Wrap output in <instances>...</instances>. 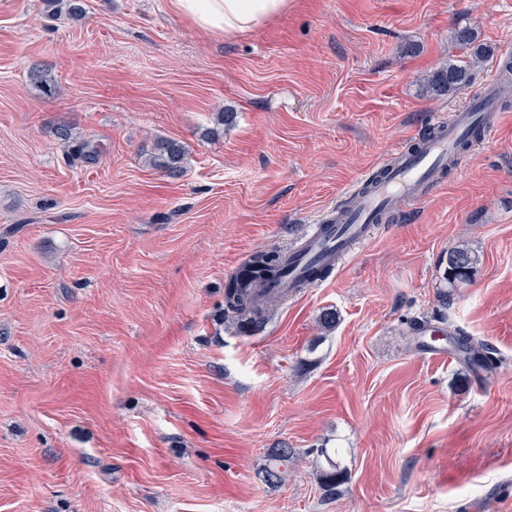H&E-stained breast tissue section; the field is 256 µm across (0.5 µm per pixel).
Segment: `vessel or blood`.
Instances as JSON below:
<instances>
[{
	"mask_svg": "<svg viewBox=\"0 0 512 512\" xmlns=\"http://www.w3.org/2000/svg\"><path fill=\"white\" fill-rule=\"evenodd\" d=\"M501 94L500 73L495 70L486 79L479 111L466 107L436 116L431 136L402 152L396 163L379 161V174L365 179V191L349 193L345 206L327 211L294 244L281 250L282 266L272 288L315 286L310 275L313 264L343 263L354 245L370 242L373 229L385 223L387 216L430 199L435 192L434 173L461 162L459 145L472 129H480L486 139L496 130Z\"/></svg>",
	"mask_w": 512,
	"mask_h": 512,
	"instance_id": "b4317fda",
	"label": "vessel or blood"
}]
</instances>
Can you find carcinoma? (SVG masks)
Here are the masks:
<instances>
[{"label":"carcinoma","instance_id":"cac0c4a2","mask_svg":"<svg viewBox=\"0 0 512 512\" xmlns=\"http://www.w3.org/2000/svg\"><path fill=\"white\" fill-rule=\"evenodd\" d=\"M478 35L470 27L458 28L454 32V40L459 48L466 52L464 59H450L437 71L427 78L426 90L435 95L454 94L468 87L472 81L473 63L482 60L485 50L477 43ZM185 147L172 140L161 142L157 152L150 156V163L163 168L171 175L180 173L185 164ZM479 257L465 246H455L448 249L445 280L450 287L467 281ZM280 256L275 252L259 251L251 255L248 262L250 277L239 275L231 277L225 287L224 316L248 322L252 326L262 325L267 318L270 308L278 305L263 296L248 289V283H261L274 277L279 271ZM459 350L464 354V361L471 369L488 370L494 366L495 359L489 355L486 344L477 342L469 334L460 331L456 336ZM296 452L293 448H272L266 455L261 468L264 483L277 487L283 483L275 471L284 468V475H289ZM317 466L321 486L328 495L336 493L337 488L344 483L347 472L341 467L336 455L328 449L318 450Z\"/></svg>","mask_w":512,"mask_h":512}]
</instances>
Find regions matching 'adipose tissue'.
Masks as SVG:
<instances>
[{
    "instance_id": "1",
    "label": "adipose tissue",
    "mask_w": 512,
    "mask_h": 512,
    "mask_svg": "<svg viewBox=\"0 0 512 512\" xmlns=\"http://www.w3.org/2000/svg\"><path fill=\"white\" fill-rule=\"evenodd\" d=\"M292 6V0H170L172 11L206 36L247 34Z\"/></svg>"
}]
</instances>
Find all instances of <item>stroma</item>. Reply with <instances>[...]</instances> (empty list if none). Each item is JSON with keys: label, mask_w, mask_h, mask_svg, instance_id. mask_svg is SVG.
I'll use <instances>...</instances> for the list:
<instances>
[{"label": "stroma", "mask_w": 512, "mask_h": 512, "mask_svg": "<svg viewBox=\"0 0 512 512\" xmlns=\"http://www.w3.org/2000/svg\"><path fill=\"white\" fill-rule=\"evenodd\" d=\"M83 7L0 0V512H512V98L337 274L262 326L223 315L236 263L480 101L512 0H295L235 38L168 0ZM465 26L486 49L472 84L428 93ZM162 139L186 149L178 175L148 163ZM459 244L479 262L448 292ZM426 321L496 365L425 359ZM322 447L347 470L334 495ZM272 448L297 452L277 487ZM456 341L459 350L465 355L464 361L471 369L481 368L483 370L491 369L494 366L495 359L489 355V348L486 344L476 342L473 336L458 331ZM296 452L292 448H272L266 455L265 463L261 468V478L269 486L277 487L281 485L287 478L290 472V467L293 464ZM283 467L284 478L280 479L272 471H279ZM269 475L270 479H265L264 476Z\"/></svg>", "instance_id": "obj_1"}]
</instances>
